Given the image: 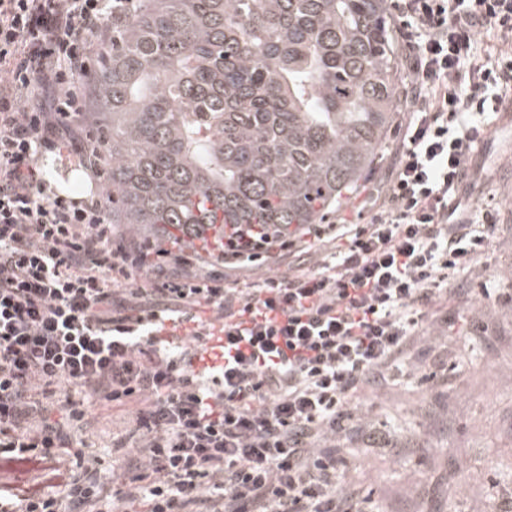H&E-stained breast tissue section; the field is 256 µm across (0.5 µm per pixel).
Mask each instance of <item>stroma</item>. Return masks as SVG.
Wrapping results in <instances>:
<instances>
[{
    "label": "stroma",
    "mask_w": 512,
    "mask_h": 512,
    "mask_svg": "<svg viewBox=\"0 0 512 512\" xmlns=\"http://www.w3.org/2000/svg\"><path fill=\"white\" fill-rule=\"evenodd\" d=\"M490 136L461 190L475 219L488 214L498 226L489 250L457 274L472 295L449 293L428 310L405 363L355 395L363 416L335 440L364 512H512V305L500 298L512 289V148L507 134ZM45 165L62 191L89 194L73 153ZM93 414L85 438L108 471L129 411Z\"/></svg>",
    "instance_id": "35a3bbf8"
}]
</instances>
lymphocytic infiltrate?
Returning <instances> with one entry per match:
<instances>
[{
    "mask_svg": "<svg viewBox=\"0 0 512 512\" xmlns=\"http://www.w3.org/2000/svg\"><path fill=\"white\" fill-rule=\"evenodd\" d=\"M138 2L0 0V512H359L322 442L352 429V398L494 237L460 189L512 91V0H395L410 95L367 221L239 224L205 266L112 223L91 149L76 153L97 186L84 197L41 165L77 142L90 63ZM315 241L343 247L232 286ZM187 323L223 344L205 358L164 337ZM98 406L132 409L112 484L81 436Z\"/></svg>",
    "mask_w": 512,
    "mask_h": 512,
    "instance_id": "1",
    "label": "lymphocytic infiltrate"
}]
</instances>
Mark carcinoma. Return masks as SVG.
<instances>
[{
    "label": "carcinoma",
    "mask_w": 512,
    "mask_h": 512,
    "mask_svg": "<svg viewBox=\"0 0 512 512\" xmlns=\"http://www.w3.org/2000/svg\"><path fill=\"white\" fill-rule=\"evenodd\" d=\"M390 29L385 0H142L93 88L112 223H319L400 101Z\"/></svg>",
    "instance_id": "cac0c4a2"
}]
</instances>
